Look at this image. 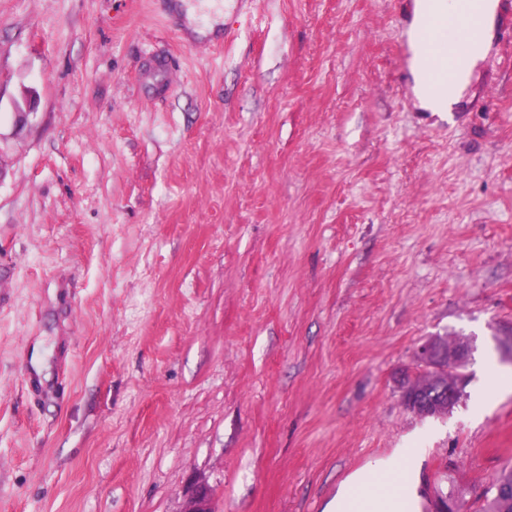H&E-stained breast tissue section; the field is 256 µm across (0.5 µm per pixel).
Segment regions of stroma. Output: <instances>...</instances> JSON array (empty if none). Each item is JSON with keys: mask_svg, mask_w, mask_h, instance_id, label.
Segmentation results:
<instances>
[{"mask_svg": "<svg viewBox=\"0 0 512 512\" xmlns=\"http://www.w3.org/2000/svg\"><path fill=\"white\" fill-rule=\"evenodd\" d=\"M172 2L0 0V512H324L398 448L419 512H474L512 468V12L423 112L397 0L207 38ZM433 336L472 347L439 416ZM410 73L417 101L422 108L429 110L430 112H450L453 104L458 101L466 87V85L459 88L448 86L446 96L436 97L427 87L423 76L418 71L411 69ZM448 98L450 99L448 100ZM444 375L445 377H423L417 380V392L414 394V398L411 399V394H407L406 403L408 407L420 414H447L456 404L455 402L463 391V386L459 385L461 379L459 381L452 379V373L448 372ZM448 377L450 380H448ZM450 381H452L455 386L456 398L454 401H450L447 404L443 398V385L448 384ZM213 491L204 482H197L187 495L180 512H214L212 508Z\"/></svg>", "mask_w": 512, "mask_h": 512, "instance_id": "stroma-1", "label": "stroma"}]
</instances>
